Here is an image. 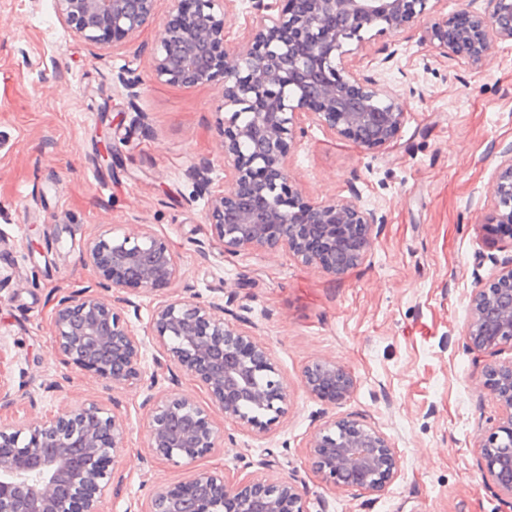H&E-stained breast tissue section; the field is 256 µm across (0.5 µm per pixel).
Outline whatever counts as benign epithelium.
<instances>
[{"label": "benign epithelium", "mask_w": 512, "mask_h": 512, "mask_svg": "<svg viewBox=\"0 0 512 512\" xmlns=\"http://www.w3.org/2000/svg\"><path fill=\"white\" fill-rule=\"evenodd\" d=\"M157 0H55L58 18L91 47L125 42L155 19ZM153 77L194 86L218 83L217 112L224 143V189L207 200L205 221L224 249L285 251L331 275H343L368 254L381 220L351 200L305 199L289 175L290 146L305 135L303 118L372 150L398 135L405 112L392 86L366 76L337 54L364 34L391 37L426 15L428 0H248L243 8L250 46L224 45V24L237 0H167ZM443 54L477 63L512 41V0H466L433 20ZM250 114L246 123L239 121ZM488 220L504 228L512 250V145L500 153ZM97 278L79 294L57 298L53 336L66 363L108 387L149 378V350L159 353L205 390L208 403L176 394L149 396L147 424L153 455L188 464L222 440L214 415L268 432L283 411L288 387L268 349L250 331L224 321V307L199 296L162 301L153 309L149 340L94 292L151 295L180 276L169 241L149 231L92 238L83 254ZM511 268L478 282L469 296L464 336L477 353L482 387L501 410L480 437L481 470L498 494L512 500ZM307 392L342 404L356 380L331 359L306 366ZM126 425L94 401L38 422L0 425V512H101L112 490L110 464L124 453ZM311 467L340 489L381 494L400 472L396 448L376 427L352 417L326 421L310 442ZM149 512H307L294 481L232 484L224 473L195 472L177 487L156 486Z\"/></svg>", "instance_id": "benign-epithelium-1"}]
</instances>
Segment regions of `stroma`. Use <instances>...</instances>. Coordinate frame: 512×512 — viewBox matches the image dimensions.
Masks as SVG:
<instances>
[{"mask_svg": "<svg viewBox=\"0 0 512 512\" xmlns=\"http://www.w3.org/2000/svg\"><path fill=\"white\" fill-rule=\"evenodd\" d=\"M167 10L158 0L156 23L94 52L59 20L53 0H0V422L89 401L117 409L128 443L102 512H146L153 486L178 485L197 469L233 483L296 479L308 512H512L482 475L478 428L501 411L479 386L463 336L472 289L504 257L477 203L512 144V42L476 65L440 54L422 21L346 45V60L370 75L395 43L383 77L406 117L396 140L373 150L309 121L289 151L305 199H352L384 219L366 259L333 277L282 251L225 250L206 224L207 197L187 172L208 162L211 190L224 186L222 87L152 80ZM127 80L138 83L137 100ZM137 112L145 125L128 133ZM57 213L69 223H52ZM140 229L170 241L182 275L118 305L134 330L146 334L157 302L199 295L249 319L288 384L269 432L215 415L223 443L192 465L153 455L144 399L152 391L206 402L196 381L162 368L154 389L109 388L67 368L53 342L55 298L94 281L87 241ZM316 359L355 378L344 404L307 393L302 373ZM54 380L62 389L46 392ZM346 416L367 420L399 454L400 474L383 495L326 485L309 464L319 426Z\"/></svg>", "mask_w": 512, "mask_h": 512, "instance_id": "1", "label": "stroma"}]
</instances>
